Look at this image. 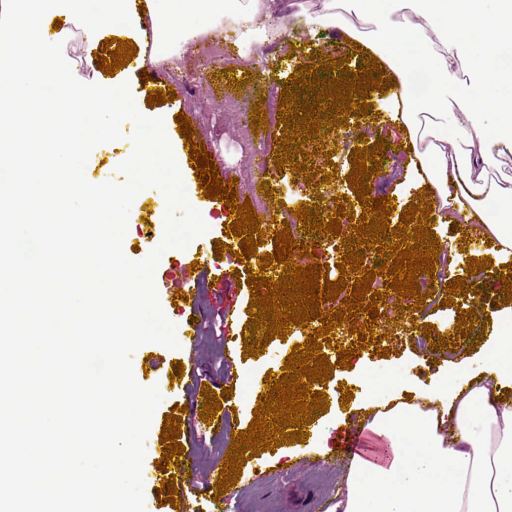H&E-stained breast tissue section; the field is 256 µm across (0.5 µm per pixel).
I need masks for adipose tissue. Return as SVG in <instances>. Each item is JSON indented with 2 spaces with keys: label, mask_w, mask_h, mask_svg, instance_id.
Segmentation results:
<instances>
[{
  "label": "adipose tissue",
  "mask_w": 512,
  "mask_h": 512,
  "mask_svg": "<svg viewBox=\"0 0 512 512\" xmlns=\"http://www.w3.org/2000/svg\"><path fill=\"white\" fill-rule=\"evenodd\" d=\"M416 24L399 20L390 0H324L313 24L354 30L343 15L368 19L374 39L368 49L395 77V119L407 132L415 153L418 177L432 189L436 209L454 222L467 223L483 214L488 201L498 200L512 212V179L491 175L494 158L512 154V68L494 66L496 50L512 43V0H499L497 12L485 15L471 29L459 25L478 0H406ZM164 15L152 17L150 60L157 66H179L180 56L165 45L167 26L183 42L200 30L188 13L214 18L232 16V31L240 48L266 45L281 33L285 19L276 14L278 0H166ZM12 21L0 28V88L32 102L46 86L79 99L80 86L68 82L50 65L26 71L25 54H43L50 16L75 20L88 32L113 18L130 14V0H11ZM428 29L419 52L407 50V38ZM465 66L469 81H459L457 66ZM432 76L425 111H418L407 82L409 69ZM492 100L497 112L483 125L479 103ZM512 386V336L498 337L481 372L447 385L436 393L416 394L375 412L368 428L392 442L388 465L352 462L344 486L333 499V512H512V404L499 390Z\"/></svg>",
  "instance_id": "obj_1"
}]
</instances>
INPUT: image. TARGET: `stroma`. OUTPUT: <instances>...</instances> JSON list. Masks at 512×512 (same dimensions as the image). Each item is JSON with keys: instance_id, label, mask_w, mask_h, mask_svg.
I'll return each instance as SVG.
<instances>
[{"instance_id": "stroma-1", "label": "stroma", "mask_w": 512, "mask_h": 512, "mask_svg": "<svg viewBox=\"0 0 512 512\" xmlns=\"http://www.w3.org/2000/svg\"><path fill=\"white\" fill-rule=\"evenodd\" d=\"M323 0H294L295 12L290 21V35L281 41L274 53L259 56L248 74L239 76L233 86H225L224 69L207 65L209 43H217L229 56H238L239 51L232 41L224 39L219 27L205 24V41H194L181 49V69L193 83L194 98L204 104L223 106L225 96L240 97L246 87L267 80L285 85L296 77L299 69L311 62H331L345 55L332 27L305 23L304 15L317 12ZM66 30L64 54L75 77L84 83H96L114 87L133 83L134 76L129 67H122L113 75H106L97 64L91 63V56H106V39L122 38L140 43L141 35L131 19L121 24L109 25L88 34L71 22H63ZM162 91H174V99L151 106L145 99H137L135 105L145 116L160 117L164 120L166 134L177 132V101L183 100L182 87L171 86L167 79H160ZM395 85H388L381 91H369L366 98L369 113L365 116L348 111L344 117L346 126H332L330 131H319L315 139L304 140L302 148L310 153V173L313 181H306L304 174L296 173L290 164H277L276 158L282 147V131H269L265 126H252L250 117L227 122L222 137H215L210 124L194 121L193 142L205 146L214 163L224 168L225 180H233L245 170L253 171L257 182L267 184L274 190L275 201L294 209L298 205H312L332 199L344 201L354 215H362L364 208L354 196L347 177L352 170L354 149L369 144L385 142L390 146V155L378 175L370 178L372 196L390 197L394 212L389 216L390 225H398L401 215L414 203L427 206L432 196L428 185L411 177L410 159L412 149L404 142V135L393 119V97ZM135 130L133 122L122 125L120 140L96 146L90 153L85 176L89 182L99 184L106 181L123 182L119 165L130 157L134 146L131 136ZM171 146L176 158L186 153L184 140L174 139ZM332 174V181H325V174ZM166 202L163 193L156 188L141 191L131 205L123 250L129 259H145L162 241ZM429 228L440 241L441 250L447 251L456 264L449 271V278H468L467 263L475 258L492 261V271L482 289L486 296L484 303L475 305L470 295L448 294L445 287H438L437 301L425 316H416L414 299L398 298L396 292H388L379 306L380 316L373 327L374 334L382 338V347L389 354L380 357L372 354L370 348H362L353 359L351 368L338 367V347L356 346L357 336L351 335L348 326H339L329 334L332 346L322 347V354L333 360L335 367L329 381L312 383V391H325L328 397V411L316 413L313 422L304 427L305 440L302 464H295L287 456L279 455L265 460L253 457L251 464L255 472L238 501L239 512H325L342 483L343 458L338 450L322 454L318 445L322 437L337 440L347 428L359 425L366 409L382 406L384 398L397 392L403 395L417 392L438 391L446 377L455 371L457 359L467 361L468 370L478 372L484 358L497 336L506 328L499 320L508 306L500 281L508 267L512 266V255H501L494 251L479 228H472L467 237H451L446 232V216L436 211L430 215ZM186 253L180 249L167 250L157 267L164 282L157 287L159 297L181 289L183 282H190L200 303V334L197 346V363L200 374L209 378L211 392L222 393L225 386H232L237 397L235 412L229 421L228 433L217 431H194L189 412H186L185 397L174 394L169 381L174 372L173 363L180 358V352L159 344L141 346L132 356V370L140 385L157 387L162 400L156 408L145 441V468L142 479L145 484V512H170L171 505L166 494L156 492L151 486L152 472L149 468L161 442L163 418L173 408H181L180 444L192 447L198 457L200 473L221 468L224 459L226 434L237 435L249 429L254 410L259 402L258 389L264 386L267 375L281 376L283 366L293 347L303 345L305 338L320 327L319 319H312L305 325H291L286 338H273L263 354L240 359L237 364L224 362V342L235 336L247 335V324L253 319L248 308L252 289L246 284V270L240 269L238 259L232 252L222 257L207 256L199 262L197 270L189 276H182L178 269ZM401 311L402 319L392 318V311ZM475 312L481 328L472 334L459 330V316ZM430 332L432 340L443 341L444 345H455L453 358L444 359L436 355H419L414 343L416 336ZM351 393L349 403H341L343 393Z\"/></svg>"}]
</instances>
